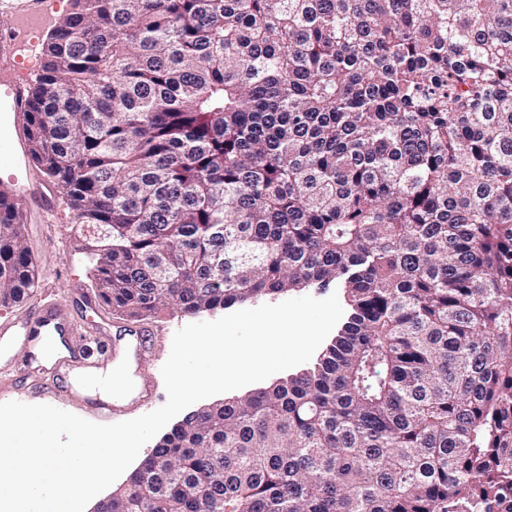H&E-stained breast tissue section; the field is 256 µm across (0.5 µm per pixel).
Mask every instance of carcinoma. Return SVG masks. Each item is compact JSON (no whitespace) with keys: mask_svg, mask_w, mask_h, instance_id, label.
Masks as SVG:
<instances>
[{"mask_svg":"<svg viewBox=\"0 0 512 512\" xmlns=\"http://www.w3.org/2000/svg\"><path fill=\"white\" fill-rule=\"evenodd\" d=\"M25 98L92 288L144 319L312 284L314 368L164 435L125 512H512V0H73ZM0 194V303L35 287Z\"/></svg>","mask_w":512,"mask_h":512,"instance_id":"cac0c4a2","label":"carcinoma"}]
</instances>
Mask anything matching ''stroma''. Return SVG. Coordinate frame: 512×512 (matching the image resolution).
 I'll use <instances>...</instances> for the list:
<instances>
[{
  "mask_svg": "<svg viewBox=\"0 0 512 512\" xmlns=\"http://www.w3.org/2000/svg\"><path fill=\"white\" fill-rule=\"evenodd\" d=\"M41 15L47 25L31 33L23 55H15L0 46V81L29 83L33 73L39 72L43 64L41 48L52 27L73 9L72 0H41ZM0 144L7 151L5 162H0V190L12 191L16 186L43 187L47 177L34 165L28 151L26 116L16 112L0 125ZM25 230L23 245L29 252L35 267L37 284L33 292L19 304H0V323L23 318L29 310L44 303H65L74 311L75 322L85 335L86 362L97 370H107L117 359L98 345V328L108 334L134 325L153 330V341L147 352L138 360L136 373L150 379L154 384V395L145 404H137L130 398H121L113 422H122L147 414L167 401V392L161 368L167 360L174 333L190 324V317L165 309L156 316L140 321L116 315L105 303L88 307L81 298L90 294V283L94 266L83 251L72 209L65 196H58L51 214L28 207L24 210ZM27 360L24 348H15L0 355V403L19 401L28 404H50L71 412L94 423L102 418L89 405L68 400L66 393L47 394L40 390L37 377L22 379L17 366Z\"/></svg>",
  "mask_w": 512,
  "mask_h": 512,
  "instance_id": "35a3bbf8",
  "label": "stroma"
}]
</instances>
